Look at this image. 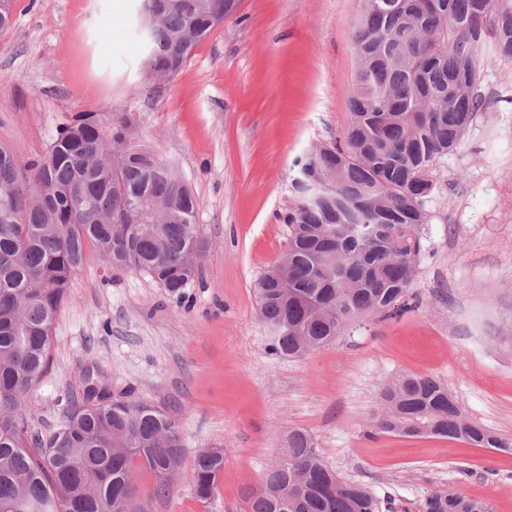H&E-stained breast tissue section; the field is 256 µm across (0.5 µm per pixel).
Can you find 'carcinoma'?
I'll return each instance as SVG.
<instances>
[{
  "mask_svg": "<svg viewBox=\"0 0 512 512\" xmlns=\"http://www.w3.org/2000/svg\"><path fill=\"white\" fill-rule=\"evenodd\" d=\"M241 0H136L146 59L175 75ZM160 8L149 29L145 9ZM512 57V0H364L351 37L364 69L349 93L344 144H319L300 159L289 227L288 275L276 268L254 284L270 351L302 357L369 317L415 307L426 223L421 186L483 107L479 45ZM197 204L170 163L139 144L127 118L84 112L62 125L41 156L22 161L0 147V512H145L136 472L152 494L181 473L178 423L151 405L109 400L85 377L64 424L29 428L22 405L45 374L52 328L86 248L147 274L176 300L195 276L202 248ZM378 433L433 435L512 454L503 439L469 421L436 379L403 375L383 388ZM224 449L194 456L196 497L212 498ZM248 512H379L364 486L343 480L304 431L288 436L278 464L262 474ZM422 512H491L484 501L431 492Z\"/></svg>",
  "mask_w": 512,
  "mask_h": 512,
  "instance_id": "1",
  "label": "carcinoma"
}]
</instances>
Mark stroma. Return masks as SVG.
Segmentation results:
<instances>
[{"instance_id":"1","label":"stroma","mask_w":512,"mask_h":512,"mask_svg":"<svg viewBox=\"0 0 512 512\" xmlns=\"http://www.w3.org/2000/svg\"><path fill=\"white\" fill-rule=\"evenodd\" d=\"M361 13L362 0H242L158 85L140 82L133 0L116 15L110 0H15L0 33L1 145L27 161L78 113L123 115L197 200L205 249L182 303L87 248L54 322L48 370L23 404L32 427L55 430L88 374L167 411L187 456L224 450L219 492L206 501L191 467L167 499L138 474L147 512H245L296 429L343 479L368 486L379 512H419L440 489L512 512V455L369 426L387 382L418 374L512 439V58L481 46L484 106L434 167L418 308L349 328L302 358L272 354L258 315L254 284L288 250L295 161L351 121Z\"/></svg>"}]
</instances>
